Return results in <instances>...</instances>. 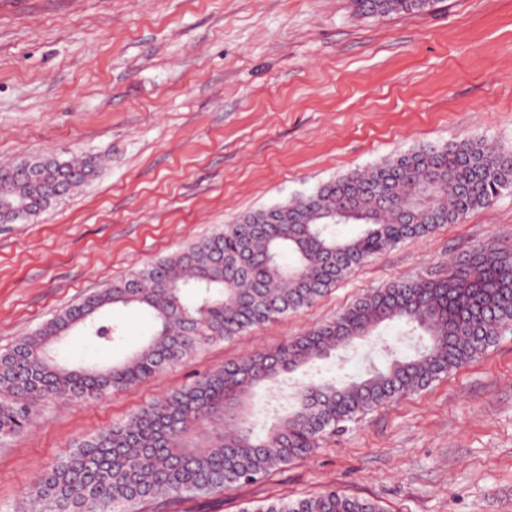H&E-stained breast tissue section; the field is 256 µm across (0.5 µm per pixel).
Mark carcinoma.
<instances>
[{
	"label": "carcinoma",
	"instance_id": "1",
	"mask_svg": "<svg viewBox=\"0 0 512 512\" xmlns=\"http://www.w3.org/2000/svg\"><path fill=\"white\" fill-rule=\"evenodd\" d=\"M434 0H353L355 12L380 18L425 14ZM35 184L15 164L0 165V199L14 207H47L54 185L85 184L90 161L51 157ZM512 192V151L483 139L422 144L366 171L330 179L308 194L240 216L207 238L158 259L56 313L0 352V440L28 427L45 400L95 401L138 386L216 340L296 313L356 267L409 239L463 221ZM357 224L348 239L332 230ZM292 262H283L284 255ZM114 308L149 313L153 332L131 356L110 367L70 365L58 347L75 329L104 342L118 328L102 320ZM400 327L385 364L333 382L302 378L264 407L256 387L277 380L379 328ZM512 331V243L495 242L421 276L374 290L334 320L199 377L81 442L44 468L28 491L41 512H142L160 502L259 481L313 454L324 438L369 411L435 381L482 355ZM242 512H384L367 498L334 488Z\"/></svg>",
	"mask_w": 512,
	"mask_h": 512
}]
</instances>
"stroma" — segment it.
I'll use <instances>...</instances> for the list:
<instances>
[{"instance_id": "35a3bbf8", "label": "stroma", "mask_w": 512, "mask_h": 512, "mask_svg": "<svg viewBox=\"0 0 512 512\" xmlns=\"http://www.w3.org/2000/svg\"><path fill=\"white\" fill-rule=\"evenodd\" d=\"M512 149V0H438L422 14L355 13L351 0H0V163L106 157L40 216L0 224V352L57 311L237 218L426 143ZM512 239V193L372 258L312 306L220 341L94 402L40 404L0 443V512L42 467L198 375L334 317L361 295ZM78 333L71 363L137 349ZM373 346L317 361L364 372ZM333 486L385 512H512V333L474 361L328 436L259 483L183 503L241 512Z\"/></svg>"}]
</instances>
